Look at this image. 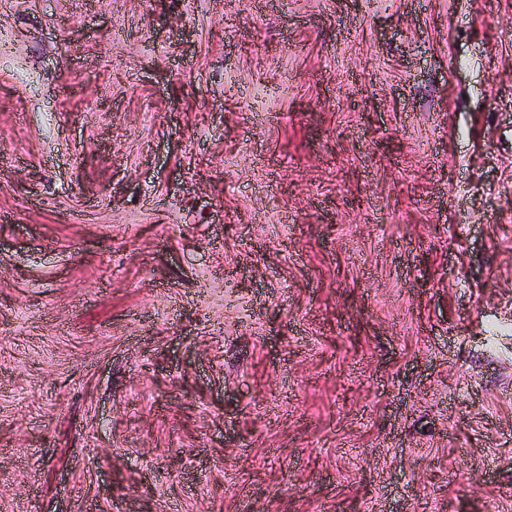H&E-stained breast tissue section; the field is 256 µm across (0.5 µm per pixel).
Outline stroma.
Listing matches in <instances>:
<instances>
[{
  "label": "stroma",
  "mask_w": 512,
  "mask_h": 512,
  "mask_svg": "<svg viewBox=\"0 0 512 512\" xmlns=\"http://www.w3.org/2000/svg\"><path fill=\"white\" fill-rule=\"evenodd\" d=\"M512 512V0H0V512Z\"/></svg>",
  "instance_id": "1"
}]
</instances>
